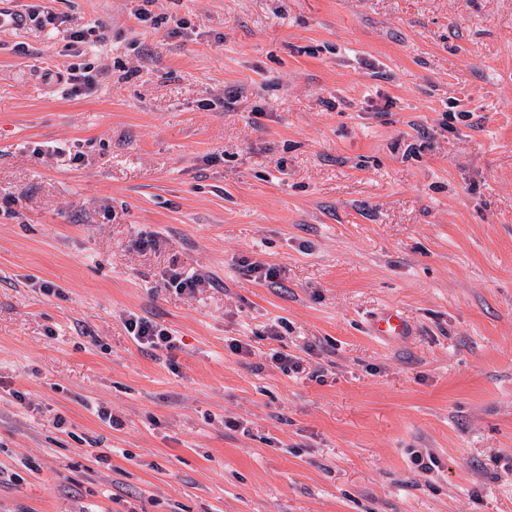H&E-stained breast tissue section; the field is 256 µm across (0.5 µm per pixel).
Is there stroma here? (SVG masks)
<instances>
[{
	"label": "stroma",
	"instance_id": "35a3bbf8",
	"mask_svg": "<svg viewBox=\"0 0 512 512\" xmlns=\"http://www.w3.org/2000/svg\"><path fill=\"white\" fill-rule=\"evenodd\" d=\"M34 5L0 29V512H512V0ZM208 279L203 275H193L191 277H183V274L175 270L170 271L164 282L165 288H172L177 293L194 292L196 288H201L207 284ZM370 332L374 336L397 339L407 335L408 326L400 313L397 311H391L378 319L376 323L371 326ZM128 329L133 338L138 344L149 347L151 349H171L173 344L172 336L163 329H159L158 326L153 325L151 322L139 319L130 318L127 321Z\"/></svg>",
	"mask_w": 512,
	"mask_h": 512
}]
</instances>
